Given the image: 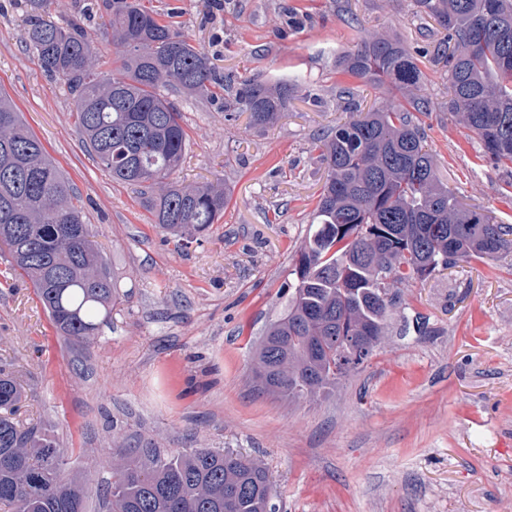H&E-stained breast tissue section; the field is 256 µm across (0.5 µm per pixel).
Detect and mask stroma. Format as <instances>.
Masks as SVG:
<instances>
[{
  "instance_id": "obj_1",
  "label": "stroma",
  "mask_w": 512,
  "mask_h": 512,
  "mask_svg": "<svg viewBox=\"0 0 512 512\" xmlns=\"http://www.w3.org/2000/svg\"><path fill=\"white\" fill-rule=\"evenodd\" d=\"M140 2L224 78L209 94L162 93L189 133L180 181L223 182L231 201L189 245L155 227L139 188L113 182L85 146L66 81L27 47L28 0H0V89L70 179L118 285L111 321L72 344L30 282L0 278V365L22 386L18 419L55 437L65 476L93 487L111 480L115 446L204 445L258 458L280 512H512V252L402 287L385 343L315 397L272 394L254 374L325 181L318 139L349 113L340 89L369 104L394 98L337 70L361 37L397 34L418 58L441 180L512 224V165L486 162L448 117L436 22L413 0ZM45 15L83 24L100 70L119 68L102 0H48ZM294 76L273 126L252 128L227 103L244 79Z\"/></svg>"
}]
</instances>
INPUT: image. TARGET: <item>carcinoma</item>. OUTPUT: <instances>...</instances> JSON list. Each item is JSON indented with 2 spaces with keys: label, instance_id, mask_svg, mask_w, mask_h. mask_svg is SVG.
I'll use <instances>...</instances> for the list:
<instances>
[{
  "label": "carcinoma",
  "instance_id": "cac0c4a2",
  "mask_svg": "<svg viewBox=\"0 0 512 512\" xmlns=\"http://www.w3.org/2000/svg\"><path fill=\"white\" fill-rule=\"evenodd\" d=\"M442 30L448 117L481 143L493 165L512 164V0H415ZM33 4L26 43L41 69L62 77L76 126L112 180L144 188L158 226L198 239L224 214V184H184L188 133L159 92L215 84L207 54L136 0L107 5L122 74L96 69L98 48L78 23L66 27ZM344 73L403 100L366 110L351 88L349 120L321 140L327 175L314 229L295 260L286 312L260 342L255 374L273 393L317 394L359 368L388 336L397 288L423 281L465 258L512 250V225L466 207L444 184L426 149L422 71L396 36L371 35L337 56ZM295 84L248 79L234 105L253 128L278 122ZM70 180L0 89V255L27 279L58 335L81 342L112 315L117 289L91 239ZM20 384L0 368V512H85L89 494L112 512H276L273 486L256 459L194 448L112 451V480L91 490L65 478L64 453L45 432L12 418Z\"/></svg>",
  "mask_w": 512,
  "mask_h": 512
}]
</instances>
